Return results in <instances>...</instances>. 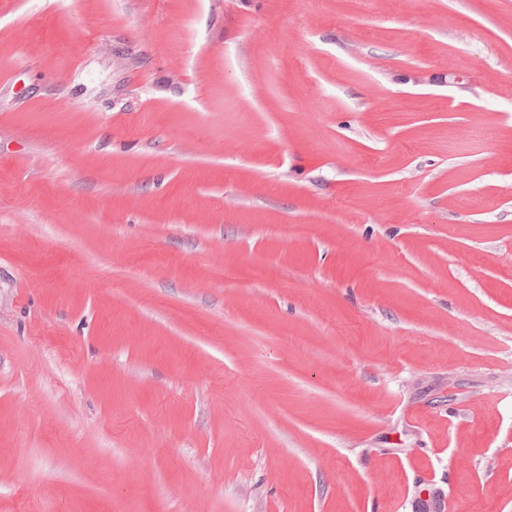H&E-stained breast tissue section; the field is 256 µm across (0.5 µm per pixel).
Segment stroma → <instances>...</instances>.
<instances>
[{"instance_id": "35a3bbf8", "label": "stroma", "mask_w": 512, "mask_h": 512, "mask_svg": "<svg viewBox=\"0 0 512 512\" xmlns=\"http://www.w3.org/2000/svg\"><path fill=\"white\" fill-rule=\"evenodd\" d=\"M427 485L512 512V0H0V512Z\"/></svg>"}]
</instances>
